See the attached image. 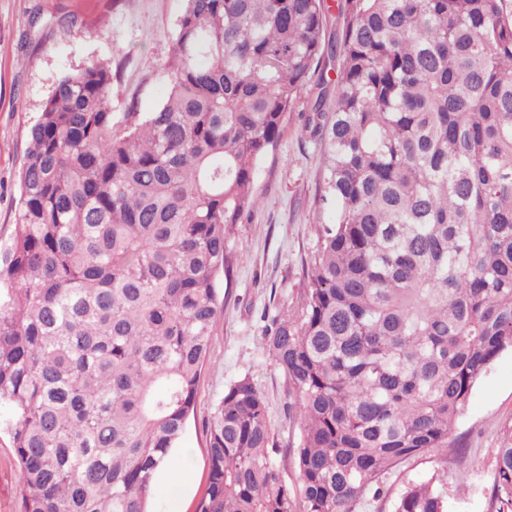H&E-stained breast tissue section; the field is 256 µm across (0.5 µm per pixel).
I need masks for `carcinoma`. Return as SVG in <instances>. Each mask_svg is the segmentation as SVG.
<instances>
[{
  "mask_svg": "<svg viewBox=\"0 0 512 512\" xmlns=\"http://www.w3.org/2000/svg\"><path fill=\"white\" fill-rule=\"evenodd\" d=\"M185 0L166 102L116 133L112 69L63 75L31 127L0 257V408L22 512H150L195 410L233 225L324 59L311 274L264 326L299 424L288 486L263 394L232 382L196 512H357L445 451L512 349V20L502 0ZM493 512H512V435ZM392 512H448L443 479Z\"/></svg>",
  "mask_w": 512,
  "mask_h": 512,
  "instance_id": "obj_1",
  "label": "carcinoma"
}]
</instances>
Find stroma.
Segmentation results:
<instances>
[{"label":"stroma","instance_id":"obj_1","mask_svg":"<svg viewBox=\"0 0 512 512\" xmlns=\"http://www.w3.org/2000/svg\"><path fill=\"white\" fill-rule=\"evenodd\" d=\"M183 0H0V252L13 238L19 172L29 131L58 78L93 59L112 66L107 107L114 131L155 111L170 89L169 61ZM305 113H289L277 146L257 164L262 203L231 237L229 278H217L224 300L197 403L177 450L186 485L173 493L158 481L155 512H195L208 477L207 428L225 388L249 376L264 394L280 447H295L285 381L261 340L265 314L295 299L316 245L314 228L332 211L320 207L324 147L303 129ZM512 431V351L499 354L475 385L448 440L447 453L409 461L389 478L391 493L407 481L444 471L448 512H491L494 455ZM21 468L9 436L0 433V512H20Z\"/></svg>","mask_w":512,"mask_h":512}]
</instances>
